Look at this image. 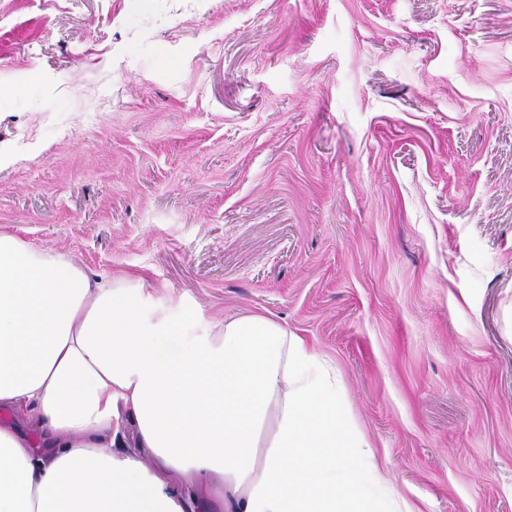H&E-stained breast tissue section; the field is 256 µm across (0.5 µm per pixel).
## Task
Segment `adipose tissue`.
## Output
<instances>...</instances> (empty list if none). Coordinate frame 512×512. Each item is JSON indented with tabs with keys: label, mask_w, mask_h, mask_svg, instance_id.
<instances>
[{
	"label": "adipose tissue",
	"mask_w": 512,
	"mask_h": 512,
	"mask_svg": "<svg viewBox=\"0 0 512 512\" xmlns=\"http://www.w3.org/2000/svg\"><path fill=\"white\" fill-rule=\"evenodd\" d=\"M194 319L1 233L0 512H413L304 339Z\"/></svg>",
	"instance_id": "adipose-tissue-1"
}]
</instances>
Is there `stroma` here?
I'll use <instances>...</instances> for the list:
<instances>
[{"label":"stroma","instance_id":"obj_1","mask_svg":"<svg viewBox=\"0 0 512 512\" xmlns=\"http://www.w3.org/2000/svg\"><path fill=\"white\" fill-rule=\"evenodd\" d=\"M0 233L274 318L390 490L512 512V0H0Z\"/></svg>","mask_w":512,"mask_h":512}]
</instances>
